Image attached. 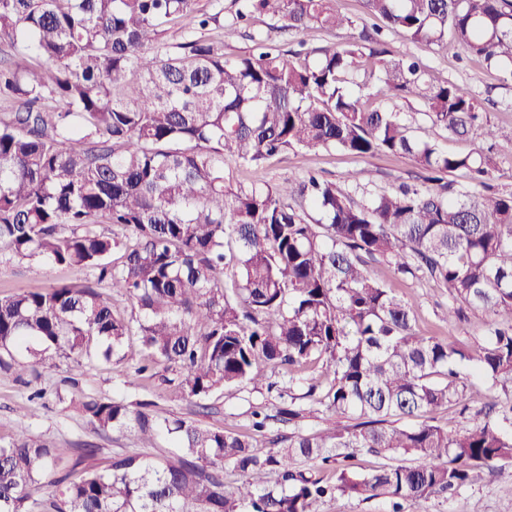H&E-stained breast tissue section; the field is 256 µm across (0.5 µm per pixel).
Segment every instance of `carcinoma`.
<instances>
[{"label": "carcinoma", "instance_id": "carcinoma-1", "mask_svg": "<svg viewBox=\"0 0 512 512\" xmlns=\"http://www.w3.org/2000/svg\"><path fill=\"white\" fill-rule=\"evenodd\" d=\"M337 2L241 0L224 25L228 39L254 13L296 36L356 30L311 60L266 40L227 56L193 34L169 49V24L217 23L195 0H0V40L16 50L0 63L12 104L0 116V263L92 272L80 285L0 295V368L136 355L141 375L178 367V391L196 399L256 388L271 366L315 371L301 396L254 413L264 454L252 435L171 419L154 403L75 395L96 429H130L144 448L165 431L180 454H116L101 469L95 448L65 459L22 433L0 445V512H321L335 495L402 512L512 462V192L492 184L512 146L451 154L356 92L416 101L452 137L495 139L475 95L394 55L384 31L452 45L512 80V0H361L382 22L371 29ZM319 149L406 156L423 185L358 204L312 172L278 184L233 174ZM371 264L448 289L450 325L488 313L483 341L468 350L419 335ZM113 295L136 313L114 309ZM471 362L492 393L481 421L432 423L435 410H469ZM315 411L325 427L305 428ZM349 448L389 462L356 473ZM42 479L50 492L32 502Z\"/></svg>", "mask_w": 512, "mask_h": 512}]
</instances>
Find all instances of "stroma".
<instances>
[{"mask_svg":"<svg viewBox=\"0 0 512 512\" xmlns=\"http://www.w3.org/2000/svg\"><path fill=\"white\" fill-rule=\"evenodd\" d=\"M271 25L269 17L256 14L247 26L248 37L225 41L224 30L218 26L211 27L208 35L213 40L225 41L224 51L228 54L251 51L255 47V36L268 34L273 35L282 49H297L300 38L272 33ZM387 40L395 53L416 56L435 76L472 91L483 111L488 112L498 141H512V81L503 80L497 70L456 48L446 50L414 43L398 32L389 33ZM418 109L415 102L400 106L401 112L407 113L411 119V127L419 138L434 141L448 152L459 154L470 152L477 144L478 139L474 136L467 139L448 136L443 129L423 119ZM309 169L319 171L340 187L350 190L353 199L359 203L400 183H419L421 176L420 169L405 157L379 154L362 159L340 150L291 152L264 169H241L239 175L258 182L276 183L298 180ZM353 172L358 173V182L350 181L349 175ZM370 272L395 288L412 306L420 335L446 338L470 348L489 319L488 314L471 312L461 324L449 326L447 289L413 280H399L381 265L371 266ZM88 276L85 270L12 261L0 264V295L57 283H80ZM69 375L68 368L62 364L39 370L26 385L15 381L12 373L0 369V445L8 444L24 431L53 441L65 457L80 445H93L102 464L115 454L137 451L133 432L99 431L70 405L69 397L76 389L97 397H117L129 402L151 399L170 416L238 432L249 429L253 410L269 407L275 400L274 395L266 390L247 386L221 397H210L201 405L197 400L181 396L175 389L171 383L173 371L162 369L157 376L142 380L136 376L135 365L131 362L116 364L95 360L84 366L76 382H69ZM36 389L44 390L45 397L37 416L29 417L25 414L29 406L28 397ZM423 508L425 512H512V463L502 464L493 473L482 472L454 496L432 497Z\"/></svg>","mask_w":512,"mask_h":512,"instance_id":"stroma-1","label":"stroma"}]
</instances>
